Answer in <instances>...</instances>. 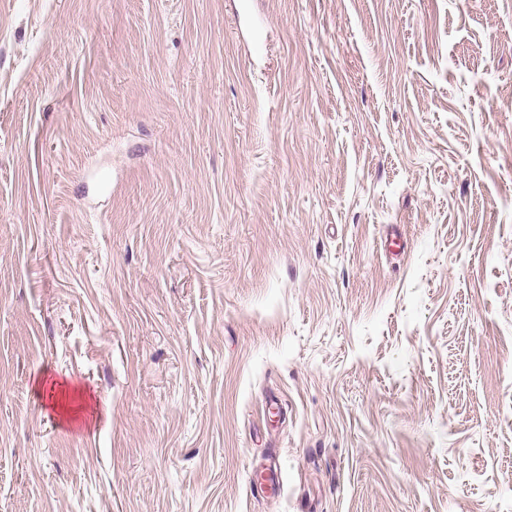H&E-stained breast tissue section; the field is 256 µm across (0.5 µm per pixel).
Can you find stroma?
<instances>
[{
  "label": "stroma",
  "instance_id": "1",
  "mask_svg": "<svg viewBox=\"0 0 512 512\" xmlns=\"http://www.w3.org/2000/svg\"><path fill=\"white\" fill-rule=\"evenodd\" d=\"M0 512H512V0H0Z\"/></svg>",
  "mask_w": 512,
  "mask_h": 512
}]
</instances>
